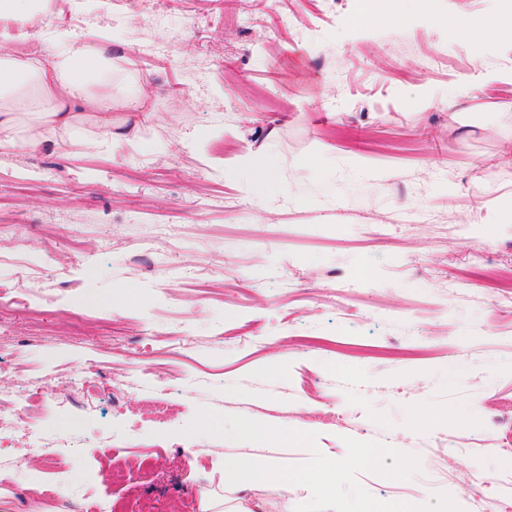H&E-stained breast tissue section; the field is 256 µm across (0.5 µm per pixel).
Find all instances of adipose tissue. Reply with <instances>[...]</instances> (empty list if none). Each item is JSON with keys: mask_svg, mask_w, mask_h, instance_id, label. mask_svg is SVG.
Segmentation results:
<instances>
[{"mask_svg": "<svg viewBox=\"0 0 512 512\" xmlns=\"http://www.w3.org/2000/svg\"><path fill=\"white\" fill-rule=\"evenodd\" d=\"M455 36L512 43V0L479 18H454ZM59 51L46 62L15 52L0 54V149L34 148L73 130L82 111L95 113L107 141L121 140L112 121L115 63L103 49L107 35L90 43L65 30L55 33Z\"/></svg>", "mask_w": 512, "mask_h": 512, "instance_id": "ef3b65f1", "label": "adipose tissue"}]
</instances>
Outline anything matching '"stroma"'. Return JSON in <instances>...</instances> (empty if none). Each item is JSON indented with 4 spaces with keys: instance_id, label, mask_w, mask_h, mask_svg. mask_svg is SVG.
<instances>
[{
    "instance_id": "stroma-1",
    "label": "stroma",
    "mask_w": 512,
    "mask_h": 512,
    "mask_svg": "<svg viewBox=\"0 0 512 512\" xmlns=\"http://www.w3.org/2000/svg\"><path fill=\"white\" fill-rule=\"evenodd\" d=\"M360 7L106 0L8 23L47 62V29L110 32L114 80L146 98L114 94L132 136L97 152L77 145L103 136L91 115L72 142L0 149V279L28 275L0 316V388L36 382L38 426L69 442L0 443V512H80L68 491L113 512H202L204 489L224 512L309 500L302 485L228 489V460L309 453L185 434L202 408L314 433L332 459L348 437L418 455L409 480L359 474L379 500L446 492L464 512H512V303L470 276L478 250L512 273V223L487 210L512 191L495 160L512 135V45L424 20L360 26ZM170 44L174 66L153 53ZM317 153L323 169L305 167ZM254 154L275 179L259 199L224 177Z\"/></svg>"
}]
</instances>
